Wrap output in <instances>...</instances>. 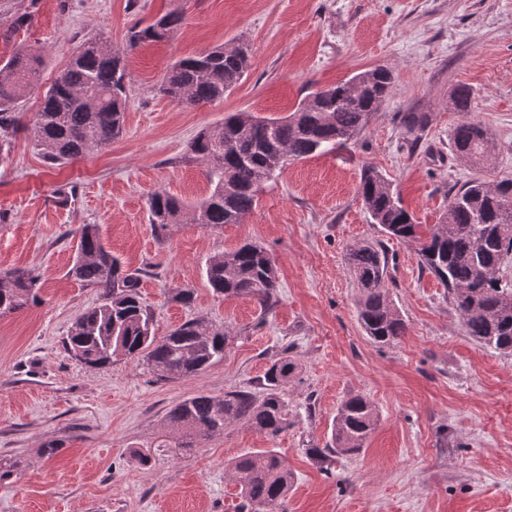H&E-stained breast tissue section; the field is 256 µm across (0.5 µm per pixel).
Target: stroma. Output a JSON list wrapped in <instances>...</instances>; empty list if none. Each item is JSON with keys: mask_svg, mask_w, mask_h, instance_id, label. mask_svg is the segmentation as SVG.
Listing matches in <instances>:
<instances>
[{"mask_svg": "<svg viewBox=\"0 0 512 512\" xmlns=\"http://www.w3.org/2000/svg\"><path fill=\"white\" fill-rule=\"evenodd\" d=\"M169 11L181 25L129 48L135 23ZM0 60L21 43L43 55L40 83L16 106L24 124L0 165V271L32 270L39 299L0 318V512H240L233 458L273 448L294 475L288 512H512V354L467 336L451 296L424 270L411 242L373 224L358 194L364 168L393 183L415 223H440L470 180L512 177V0H0ZM123 51L131 75L122 135L55 167L27 130L41 97L84 39ZM248 42L252 66L224 100L186 107L159 95L169 67L217 45ZM378 65L391 92L358 137L335 153L288 161L238 224L213 229L182 219L156 228L148 197L193 203L210 187L187 151L225 113L289 115L311 91ZM472 91L455 110L457 86ZM424 115L417 135L407 113ZM463 121L490 134L489 161L470 165L452 147ZM69 187L66 204L56 191ZM99 225L126 270L140 278L156 336L189 320L230 333L222 361L205 372L157 380L144 361L92 368L63 341L97 289L69 274L77 229ZM388 258L385 286L407 323L389 346L358 321L360 292L348 254L362 242ZM246 242L264 246L279 273L269 312L247 297L213 293L208 258ZM191 290V305L173 299ZM290 352L288 426L268 437L241 424L195 448L166 414L182 400L258 390L272 359ZM367 396L379 420L365 449L334 457L325 447L349 395ZM59 450L46 457L48 443Z\"/></svg>", "mask_w": 512, "mask_h": 512, "instance_id": "35a3bbf8", "label": "stroma"}]
</instances>
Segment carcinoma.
<instances>
[{
	"mask_svg": "<svg viewBox=\"0 0 512 512\" xmlns=\"http://www.w3.org/2000/svg\"><path fill=\"white\" fill-rule=\"evenodd\" d=\"M181 21L182 16L172 11L145 27L135 25L127 33L128 47L162 39ZM251 59V48L244 42L230 52L220 46L180 59L163 79L160 93L187 106L222 100L240 84ZM41 66L40 51L23 43L0 63L1 162L9 156L21 127L13 108L38 84ZM350 81L359 86L354 96L348 94ZM350 81L310 93L286 117L238 111L223 123L198 132L188 151L206 164L211 191L193 204V222L210 228L239 223L256 205L259 188L283 168L282 154L301 159L356 138L389 96L393 74L378 66ZM128 83L125 60L112 50L111 43L96 37L83 42L47 88L35 112L30 132L44 160L59 166L110 145L123 130ZM471 96L468 87L455 88V108L469 111ZM452 143L455 154L470 164L488 160L493 148L487 132L468 121L456 125ZM359 194L372 222L388 237L419 244L421 266L448 288L466 334L484 347L512 353V278L491 275L496 265L512 258V178L500 180L492 189L476 180L463 185L441 223L433 225L426 238L382 173L365 170ZM148 210L151 223L163 229L180 221L186 205L156 191L149 196ZM78 234L69 274L98 289L100 303L78 316L64 340L72 357L90 367L110 365L119 356L142 357L164 380L195 376L224 359L228 333L222 327L205 329L190 320L162 338L155 336L152 313L141 301L139 277L122 270L105 246L98 225L84 224ZM349 264L361 292L358 315L366 336L380 346L395 343L405 335L407 324L385 287V253L372 243L358 244L349 252ZM205 276L218 294L250 297L264 310L276 303L277 268L259 245L246 243L226 257L207 259ZM37 282L38 276L25 269L0 271V317L36 302ZM296 367L293 357L283 356L266 369L262 394L238 389L220 397L196 395L175 405L167 419L199 444L233 423L275 437L288 424L283 385ZM377 421L371 400L363 394L351 395L337 409L331 445L310 452L317 457L358 454ZM228 472L242 497L241 512H287L293 473L277 451L239 456L231 461Z\"/></svg>",
	"mask_w": 512,
	"mask_h": 512,
	"instance_id": "carcinoma-1",
	"label": "carcinoma"
}]
</instances>
